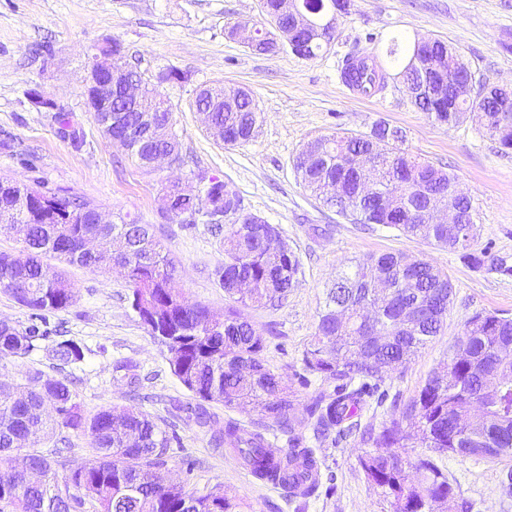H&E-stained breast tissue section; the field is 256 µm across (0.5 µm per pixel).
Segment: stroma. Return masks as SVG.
Segmentation results:
<instances>
[{"label":"stroma","instance_id":"35a3bbf8","mask_svg":"<svg viewBox=\"0 0 512 512\" xmlns=\"http://www.w3.org/2000/svg\"><path fill=\"white\" fill-rule=\"evenodd\" d=\"M339 18L331 45L303 59L284 49L250 50L229 36L234 24L268 30L260 0H0V178L61 195H77L111 219L152 225L176 266V286L189 302L224 312L233 301L216 271L224 250L208 225L182 224L162 214L161 194L178 180L193 184L203 170L233 185L245 212L276 225L299 259L298 285L277 308L248 309L265 338L264 362L293 384L306 408L333 383L311 375L299 383L303 354L315 333L326 291L337 274L372 254L403 252L428 260L452 283L443 328L405 366L385 372L366 395L361 425L382 430L400 419L436 372L442 371L465 321L478 313L512 318V149H502L477 117L454 127L418 110L394 79L386 49L393 38H439L475 72L478 88L512 85V0H352ZM119 42L166 99L180 147L178 160L149 168L106 138L81 94L93 56ZM368 56L386 70L385 88L372 95L350 92L340 77L344 59ZM176 69L185 81H168ZM243 88L253 96L259 119L253 137L229 146L203 127L194 100L206 87ZM52 100L48 110L29 91ZM68 113L80 145L64 137L56 111ZM401 129L402 150L454 174L472 200L477 237L470 252L449 250L381 225L352 223L306 190L295 170L304 144L332 134L370 133L377 123ZM76 292L68 309L35 318L31 310L0 291V320L36 326L41 338L29 357L0 362V378L25 381L29 372L72 381L86 413L135 404L172 425L167 453L170 475L205 493L224 486L243 512H391L381 489L359 465L367 447L357 436L318 440L312 426L296 430L320 464L315 492L292 496L256 479L228 448H215L210 434L176 419L174 406L190 394L172 375L167 353L131 306L123 271L102 274L78 265L66 268ZM85 351L76 367L59 370L49 350L59 337ZM133 365L138 398L113 377L117 363ZM455 500L470 512H512V457L435 455Z\"/></svg>","mask_w":512,"mask_h":512}]
</instances>
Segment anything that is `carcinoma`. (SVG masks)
<instances>
[{
    "label": "carcinoma",
    "instance_id": "cac0c4a2",
    "mask_svg": "<svg viewBox=\"0 0 512 512\" xmlns=\"http://www.w3.org/2000/svg\"><path fill=\"white\" fill-rule=\"evenodd\" d=\"M398 74L412 73L415 59L432 55L442 62L448 91L456 92L464 64L446 42L435 39L427 46L416 41L391 42L387 49ZM345 60L342 75L364 78L369 88L381 87L378 70L367 64L353 66ZM112 102L124 110L118 126L103 130L107 137L120 134L137 161L151 166V151L179 154L174 131L147 141L139 137L142 118L159 107L171 113L161 94L147 86L136 101L118 90L124 75L137 67L116 64ZM486 99V131L499 144L512 148V123H500L490 92ZM212 123L224 129L230 146L249 141L257 120L251 94L223 91V100L201 99ZM474 99L461 97L453 112H441L424 95L416 103L442 125L457 124ZM403 140L402 131L378 124L368 139L334 135L308 142L302 153L310 164L297 166L304 186L324 204L351 218L354 224L395 227L442 247L467 250L476 236V224H439L427 207L432 195L460 213L474 212L469 197L457 194L453 175L392 147ZM369 154L375 176L385 189L404 186L393 211L380 209L361 195L351 157ZM198 193L183 197L173 192L178 212L187 223L212 225L223 235L224 267L219 284L238 306L216 315L200 304L188 303L174 288L176 267L162 254V245L149 224L121 221L92 224L94 206L79 196H59L24 190L32 222L22 237L21 254L0 252V289L34 315L65 310L75 292L63 269L45 261L50 256L66 265L92 270L111 269L112 261L124 267L132 288V308L169 355L172 374L193 397L177 406L185 419L211 432V443L226 444L259 480L308 496L318 485L319 464L312 448L300 447L295 436L297 396L290 384L261 359L265 339L244 314L249 307H279L299 282L300 262L294 251L269 245L278 227L244 212L237 191L228 183L196 174ZM336 183V195L326 194ZM16 197H0V230L13 229ZM232 222L225 223L226 219ZM106 244L99 253L87 252L84 243ZM388 282L386 292L374 285ZM452 284L448 275L425 259L404 253L371 255L343 271L327 300L303 355L304 371L326 381H336L335 392L319 396L306 407L317 436L333 431L359 433L361 441L376 449L359 462L368 480L390 500L391 512H443L453 489L448 477L426 454L410 456L408 448L432 453L478 456L501 460L512 455V320L495 313L470 317L458 340L467 358L448 363L442 375L431 377L417 398L405 406L402 419L375 433L353 420L363 404L371 381L382 378L380 366L395 370L436 336L448 315ZM374 311L364 322V311ZM33 327L0 322V361L23 359L36 347ZM59 366L84 358L78 343L64 339L53 348ZM480 399L485 414L471 413ZM211 403L227 408L251 407L260 420L246 428L229 419L216 426ZM62 429L89 440V456L76 463L57 460L41 452ZM289 436L291 448L281 454L267 434ZM174 436L151 415L134 405L104 407L85 414L66 378L50 379L40 371L25 382L0 381V512H240L235 497L218 486L197 495L165 473L168 448Z\"/></svg>",
    "mask_w": 512,
    "mask_h": 512
}]
</instances>
